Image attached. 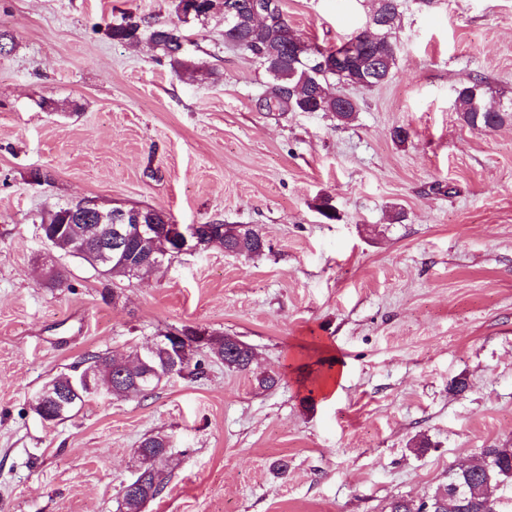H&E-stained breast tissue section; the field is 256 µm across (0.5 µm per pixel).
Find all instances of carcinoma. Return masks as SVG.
Listing matches in <instances>:
<instances>
[{
	"label": "carcinoma",
	"instance_id": "1",
	"mask_svg": "<svg viewBox=\"0 0 512 512\" xmlns=\"http://www.w3.org/2000/svg\"><path fill=\"white\" fill-rule=\"evenodd\" d=\"M232 2L242 18L240 25L227 31V36L237 42L249 57L256 59L270 75L267 111L269 112H330L344 123L356 118L360 106L353 99L346 103L330 92L349 78L353 87L372 88L380 85L377 80L365 82L374 71L381 70L382 76L390 78L397 65L399 42L396 36L397 20L402 0H372L370 18H382L375 27L373 38L366 39L363 32H355L334 47L314 45L311 54L298 55L291 48L297 34L288 23L282 0H274L271 16L262 25H252L246 14L251 0H224ZM108 35L114 41L134 42L148 40L163 58L174 67L182 66L179 40L181 31L175 26L155 24L146 26L142 21L128 15L108 26ZM288 87L291 92L283 93ZM492 91L481 78L461 84L456 89L455 110L459 119L467 126L480 130H496L512 125V100L491 108ZM71 207H60L41 220L42 231L59 252L89 261L85 255L73 251V237L89 226L96 224L93 216L87 214L76 220L70 217ZM210 236L222 244L227 252L258 256L265 251L266 239L254 226L247 224H211ZM170 248L166 235L157 233L146 240H135L128 244L127 254L112 257V261L101 266V273L112 278H131L128 261L144 260L149 256H160ZM209 354L224 362L231 371L247 372L253 364V348L235 336L209 337L205 345ZM185 370L175 349L156 348L135 351L127 357L110 356L106 353H92L83 361V368L72 373H62L48 381L41 394L59 397L66 394L65 406L57 411L48 401H36L34 410L38 415L48 413L52 422L57 423L69 417L102 386L111 385L109 395L124 399L131 394H145L154 390L163 379ZM171 447L168 436L155 434L145 437L137 448L141 460V471L147 475L144 483L133 492H124L125 512H141L145 503L161 493L166 477L157 468V462L167 457L166 449ZM493 454L495 463L491 483H504L512 479V453L505 449L485 448L482 455ZM486 476L474 470L471 472L448 471V483L462 487V494L455 502L457 512H505L504 502L480 495Z\"/></svg>",
	"mask_w": 512,
	"mask_h": 512
}]
</instances>
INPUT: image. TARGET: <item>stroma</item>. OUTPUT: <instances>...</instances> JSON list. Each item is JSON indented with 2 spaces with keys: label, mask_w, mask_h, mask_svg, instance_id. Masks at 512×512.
<instances>
[{
  "label": "stroma",
  "mask_w": 512,
  "mask_h": 512,
  "mask_svg": "<svg viewBox=\"0 0 512 512\" xmlns=\"http://www.w3.org/2000/svg\"><path fill=\"white\" fill-rule=\"evenodd\" d=\"M282 4L324 46L369 26L370 0ZM176 5L0 0V512H123L135 450L157 433L168 483L144 512H388L512 448V126L473 129L454 109L473 78L512 100V0H403L397 66L351 89L349 124L264 111L270 78L225 43L223 9L185 22ZM126 14L179 26L183 69L110 39ZM85 198L251 224L267 248L214 244L115 279L39 232ZM182 329L245 341L251 371L201 348L202 374L99 394L58 423L34 412L86 355ZM319 361L343 372L336 396L307 391ZM267 373L280 382L266 391Z\"/></svg>",
  "instance_id": "1"
}]
</instances>
